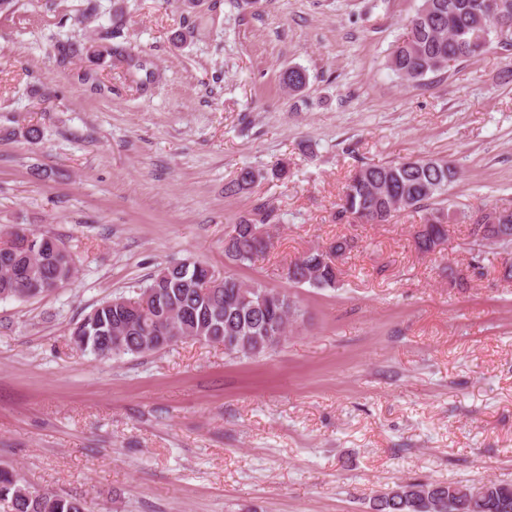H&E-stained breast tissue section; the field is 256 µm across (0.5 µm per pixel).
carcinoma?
Wrapping results in <instances>:
<instances>
[{"mask_svg":"<svg viewBox=\"0 0 512 512\" xmlns=\"http://www.w3.org/2000/svg\"><path fill=\"white\" fill-rule=\"evenodd\" d=\"M512 0H420L407 19L405 32L394 44L388 68L401 80L420 84L430 75L448 72L450 63L477 59L501 46L503 30H512ZM112 29L101 36L109 40L120 34L124 5L111 6ZM59 62L87 54L93 60L118 57L128 68H144L140 58L110 45L83 46L76 41L55 46ZM288 92H299L308 83L305 69L294 66L280 75ZM287 173L279 163L268 171L241 168L226 191L242 193L260 179H280ZM458 175L456 166L444 158H417L389 164H366L349 177L341 198L339 217L352 216L364 224H387L395 213L411 209L424 212L428 226L415 236L419 253L428 255L448 240L445 211L449 187ZM254 220L238 219L227 234L228 258L244 263L265 253L269 245L251 230ZM350 243L338 238L324 249H313L288 265V281L314 288L336 286L339 268L330 254L344 256ZM10 259L0 249V294L5 298L30 299L52 292L69 280L76 269L71 253L56 260L35 255L30 273L18 278L8 267ZM196 262L181 261L161 269L135 298L114 297L95 307L71 335L82 337L84 350L102 358L125 354L155 353L172 345L175 336L225 343L230 354L261 357L279 346L285 325L297 321L301 310L286 292L262 285H246L229 273L208 280L195 271ZM375 512H512V485L493 480L468 486L458 483L403 482L375 498ZM0 512H93L84 499L51 491L32 490L14 470L0 468Z\"/></svg>","mask_w":512,"mask_h":512,"instance_id":"1","label":"carcinoma"}]
</instances>
